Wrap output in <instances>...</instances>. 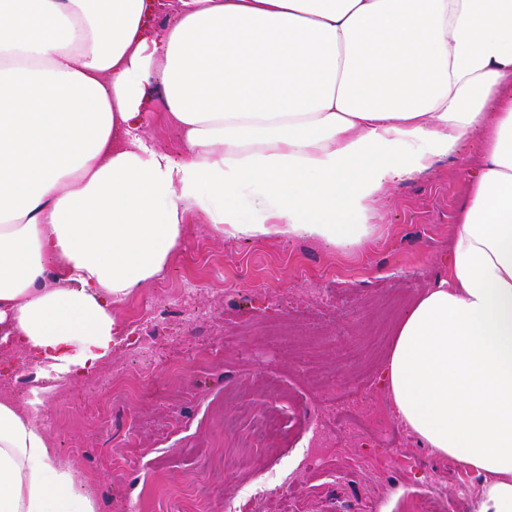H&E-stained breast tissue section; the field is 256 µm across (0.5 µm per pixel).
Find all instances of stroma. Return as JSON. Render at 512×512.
Wrapping results in <instances>:
<instances>
[{"instance_id": "35a3bbf8", "label": "stroma", "mask_w": 512, "mask_h": 512, "mask_svg": "<svg viewBox=\"0 0 512 512\" xmlns=\"http://www.w3.org/2000/svg\"><path fill=\"white\" fill-rule=\"evenodd\" d=\"M472 139L372 205L370 237L341 252L311 238L227 239L191 214L159 277L113 309L96 368L65 377L44 411L58 456L98 512H473L481 481L421 443L382 370L413 302L448 274L458 210L480 165ZM32 361L0 343V392L23 399ZM285 438L254 442L265 414ZM327 416L331 452L306 466Z\"/></svg>"}]
</instances>
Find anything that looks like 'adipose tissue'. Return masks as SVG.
<instances>
[{
	"label": "adipose tissue",
	"mask_w": 512,
	"mask_h": 512,
	"mask_svg": "<svg viewBox=\"0 0 512 512\" xmlns=\"http://www.w3.org/2000/svg\"><path fill=\"white\" fill-rule=\"evenodd\" d=\"M0 0V333L44 372L112 351V308L191 212L343 252L372 203L483 141L448 276L386 359L400 422L512 512V0ZM163 113L180 156L141 132ZM252 203L241 221L238 199ZM0 512H97L44 401L0 396Z\"/></svg>",
	"instance_id": "ef3b65f1"
}]
</instances>
